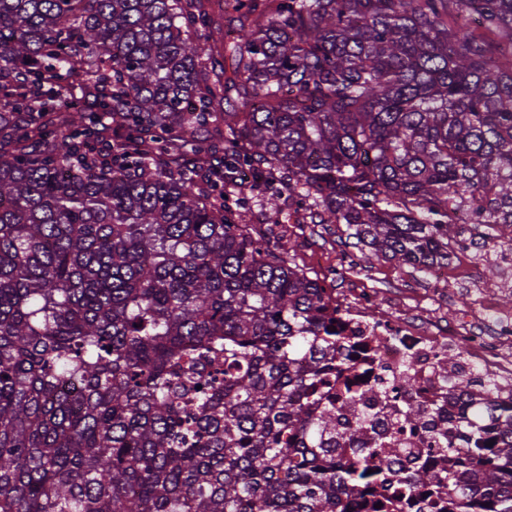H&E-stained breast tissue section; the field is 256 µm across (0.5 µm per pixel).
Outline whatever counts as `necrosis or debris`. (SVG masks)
Here are the masks:
<instances>
[{
  "mask_svg": "<svg viewBox=\"0 0 512 512\" xmlns=\"http://www.w3.org/2000/svg\"><path fill=\"white\" fill-rule=\"evenodd\" d=\"M378 296L358 288L350 297L336 302V319L341 324L344 345L352 369L337 368V384L351 383L365 404L378 413V428L392 443L405 449L395 468L420 461L447 471L449 454L431 450L428 430L400 432L396 424L403 408L418 406L431 414L449 416V382L480 371L512 385V310L497 309L489 303L447 313L435 305H396L376 312ZM460 356L459 364L448 362L449 352ZM409 372L413 385L400 388L396 380Z\"/></svg>",
  "mask_w": 512,
  "mask_h": 512,
  "instance_id": "obj_1",
  "label": "necrosis or debris"
}]
</instances>
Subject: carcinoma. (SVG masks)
I'll use <instances>...</instances> for the list:
<instances>
[{"mask_svg":"<svg viewBox=\"0 0 512 512\" xmlns=\"http://www.w3.org/2000/svg\"><path fill=\"white\" fill-rule=\"evenodd\" d=\"M245 168L270 235L288 207L367 260L448 262L463 211L512 230V0H0V512H351L378 483L374 414L347 390L346 437L326 395L336 308L247 224ZM430 426L469 463L407 485L512 512V395Z\"/></svg>","mask_w":512,"mask_h":512,"instance_id":"cac0c4a2","label":"carcinoma"}]
</instances>
